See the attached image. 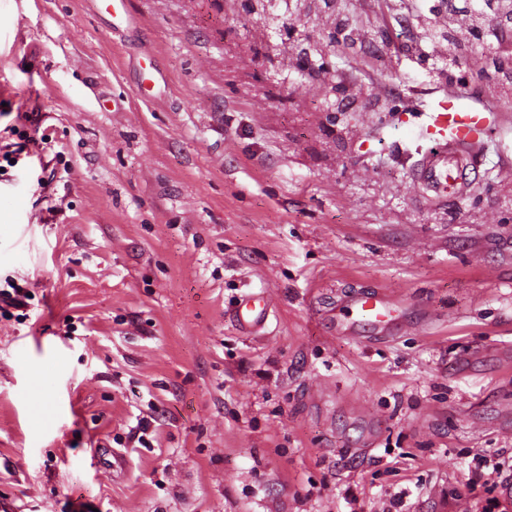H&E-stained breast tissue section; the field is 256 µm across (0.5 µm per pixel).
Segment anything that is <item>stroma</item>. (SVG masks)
Segmentation results:
<instances>
[{
	"instance_id": "1",
	"label": "stroma",
	"mask_w": 512,
	"mask_h": 512,
	"mask_svg": "<svg viewBox=\"0 0 512 512\" xmlns=\"http://www.w3.org/2000/svg\"><path fill=\"white\" fill-rule=\"evenodd\" d=\"M0 0V512H465L512 455V107L389 0ZM482 113L463 196L413 184ZM264 289L272 315L229 311ZM381 290L389 338L327 316ZM145 420L142 442L130 440ZM127 456L112 469V453ZM270 315L265 290L248 289L241 295L231 317L241 334L252 336L267 326ZM480 460L482 462L481 467L484 466L488 470L483 471L482 469H478L472 471L465 484L469 494H474L478 486L485 487L491 480L502 489L506 483H510V486L512 487L511 464L508 463L506 466L504 461H499V458H496L495 456L492 459L482 456ZM490 468L491 470H489Z\"/></svg>"
}]
</instances>
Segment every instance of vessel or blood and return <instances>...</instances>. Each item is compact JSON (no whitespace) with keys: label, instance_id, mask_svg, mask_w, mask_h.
<instances>
[{"label":"vessel or blood","instance_id":"vessel-or-blood-1","mask_svg":"<svg viewBox=\"0 0 512 512\" xmlns=\"http://www.w3.org/2000/svg\"><path fill=\"white\" fill-rule=\"evenodd\" d=\"M476 123L469 112H453L448 108L429 113L422 133L429 137L431 147L415 169L416 185L424 186L434 200L448 194H462L467 187L468 159L475 147L471 133ZM403 303L383 292L359 294L345 300L330 323L337 333L352 334L367 329L386 335L404 317ZM270 307L264 290L245 291L232 311V321L243 335L263 330L270 320Z\"/></svg>","mask_w":512,"mask_h":512}]
</instances>
